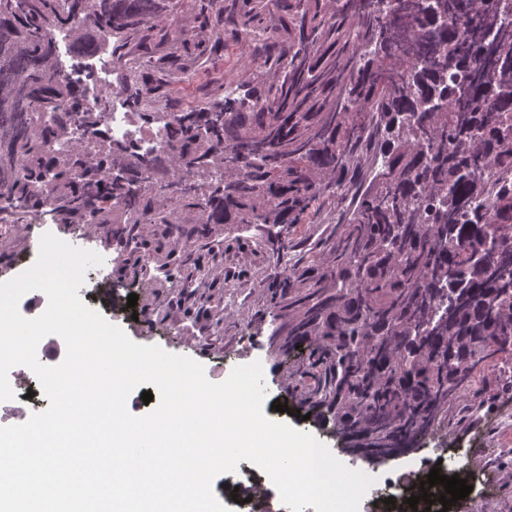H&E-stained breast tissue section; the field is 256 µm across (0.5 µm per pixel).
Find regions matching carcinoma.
<instances>
[{"label":"carcinoma","mask_w":512,"mask_h":512,"mask_svg":"<svg viewBox=\"0 0 512 512\" xmlns=\"http://www.w3.org/2000/svg\"><path fill=\"white\" fill-rule=\"evenodd\" d=\"M229 2L0 0V205L97 216L147 251L148 225L195 224L214 260L239 250L228 224L335 225L274 286L287 351L311 341L314 403L396 451L481 371L512 370V0ZM58 29L81 61L110 39L165 155L85 111ZM220 74L233 95L182 102ZM59 110L99 147L54 149L68 125L32 113Z\"/></svg>","instance_id":"carcinoma-1"}]
</instances>
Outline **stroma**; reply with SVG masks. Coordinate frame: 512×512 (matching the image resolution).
<instances>
[{"mask_svg":"<svg viewBox=\"0 0 512 512\" xmlns=\"http://www.w3.org/2000/svg\"><path fill=\"white\" fill-rule=\"evenodd\" d=\"M326 231L325 225L300 223L290 227L269 226L265 231L243 233L250 261L236 266L235 281L248 285L245 300L236 302L225 296L223 277H216L211 294L224 301V340L229 348L220 351L205 344L200 328L212 325L208 307L192 299H180L169 268L161 266L158 257L117 264L97 274L87 289L95 308L111 315L114 325L140 345H156L163 350L188 356L201 363L205 370H232L235 366L260 362L269 382L267 403L286 405V412L269 411L270 419L291 425L298 431L314 435L329 448L341 449L343 463H356L375 476L404 472L409 456L399 455L386 460L350 458L349 448L355 440L341 439L335 426L329 425L326 409L318 407L309 397L311 350L301 345L293 353L283 350L286 337L277 333L282 321L270 307L272 282L285 267L297 264L299 251L276 257L272 244L286 238L292 241H314ZM137 294L135 308H128L127 298ZM477 388L485 396V407L472 415L467 398H460L448 413V450L477 444L471 459L472 468L488 483V494L472 493L457 512H512V421L502 416L506 397L512 395V383L497 372L481 374Z\"/></svg>","mask_w":512,"mask_h":512,"instance_id":"stroma-1","label":"stroma"}]
</instances>
